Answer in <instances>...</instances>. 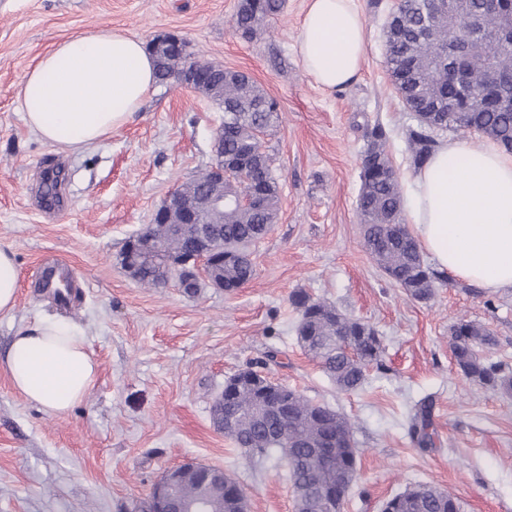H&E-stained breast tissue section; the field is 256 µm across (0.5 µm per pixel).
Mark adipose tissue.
<instances>
[{
	"instance_id": "adipose-tissue-1",
	"label": "adipose tissue",
	"mask_w": 512,
	"mask_h": 512,
	"mask_svg": "<svg viewBox=\"0 0 512 512\" xmlns=\"http://www.w3.org/2000/svg\"><path fill=\"white\" fill-rule=\"evenodd\" d=\"M296 52L322 89L354 82L366 56L354 0H307ZM155 83L140 40L117 31L78 36L26 72L19 106L42 141L80 150L122 127ZM406 210L442 270L492 292L512 289V153L486 140L441 143L409 180ZM0 365L50 415L83 401L97 377L85 338L63 321L18 331Z\"/></svg>"
}]
</instances>
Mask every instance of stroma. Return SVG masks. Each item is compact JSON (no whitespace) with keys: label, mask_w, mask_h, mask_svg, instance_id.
Wrapping results in <instances>:
<instances>
[{"label":"stroma","mask_w":512,"mask_h":512,"mask_svg":"<svg viewBox=\"0 0 512 512\" xmlns=\"http://www.w3.org/2000/svg\"><path fill=\"white\" fill-rule=\"evenodd\" d=\"M238 3L0 0V248L19 269L16 309L0 315V354L19 330L63 320L98 365L86 398L57 416L29 403L0 367V512H131L164 471L188 460L223 468L250 512H294L286 464L252 460L211 419L225 380L256 362L353 424L357 479L340 512H381L387 498L420 483L451 493L461 512H512V394L466 380L451 350V328L463 318L488 329L496 339L489 357L512 367V289L446 275L431 300L418 301L363 245L357 199L367 130H386L400 183L415 170L404 138L415 119L385 67L392 0H355L365 62L356 81L332 93L294 50L305 0H286L250 37L234 27ZM108 30L146 44L180 35L195 58L248 74L279 104V124L261 137L280 186L278 216L250 249L254 278L233 293L144 288L120 263L168 193L211 164L221 108L158 84L125 125L81 150L43 143L23 120L18 93L39 57L59 41ZM51 167L63 178L57 207L40 195ZM46 256L74 268L71 310L33 287ZM296 292L382 337L383 367L359 391H338L302 350ZM425 397L436 434L432 447L418 448L407 421Z\"/></svg>","instance_id":"stroma-1"}]
</instances>
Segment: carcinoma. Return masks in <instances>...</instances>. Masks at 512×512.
<instances>
[{
  "mask_svg": "<svg viewBox=\"0 0 512 512\" xmlns=\"http://www.w3.org/2000/svg\"><path fill=\"white\" fill-rule=\"evenodd\" d=\"M466 7L453 14L434 5V0H405L402 26L385 32L391 41L387 52L389 76L407 88L409 102L421 111L448 114V47L464 54L469 64V84L465 92L477 95L485 80V66H495L506 81L504 96L512 95V47L503 46L496 37L498 20L485 12L482 0H461ZM285 0H241L235 17L236 30L249 35L281 13ZM186 60L169 57L157 65V80L167 83V74L181 69ZM201 94L224 106L220 123L224 137V155L237 157L252 149L264 162L268 194L255 208H224L216 226L224 242V267L212 271L214 280H223L228 291L249 282L255 268L249 247L264 238L275 223L279 211L277 179L271 158L260 136L279 121L277 103L254 81L235 70L224 71V80L201 89ZM446 129L457 133H477L483 138L512 150V111L488 110L480 106L464 117H450ZM438 127L419 122L406 131V142L416 166L434 152ZM388 136L376 125L368 131L364 154L385 169L381 178L362 179L357 209L361 217L363 240L371 258L389 280L412 298L428 301L435 294L440 275L425 261L417 240L401 223L403 197L398 174L387 151ZM182 194L201 201L212 186L209 171L204 170L181 184ZM200 230L197 224L148 225L146 233L153 246L169 256L177 255ZM133 279L146 288H157L171 280H181L175 267L160 268L139 261ZM299 311L298 332L306 353L345 393L362 389L370 368L381 367L383 341L370 325L345 317L330 304L305 293L291 296ZM494 336L482 325L461 319L452 327V353L464 377L482 387L512 392V371L494 361L484 350L495 345ZM272 382L261 372L233 375L224 382V391L233 397L231 405L238 412L235 427L224 432L236 447L260 459L287 447L292 462L288 464L293 485L296 512H331L318 505L316 493L328 486L350 488L355 479L357 455L350 421L326 404L314 403L295 390L288 391L291 403L288 416L281 421L271 418L265 391ZM407 431L419 448L434 444L432 400L416 404L410 414ZM389 512H460L456 498L430 484H419L386 500Z\"/></svg>",
  "mask_w": 512,
  "mask_h": 512,
  "instance_id": "1",
  "label": "carcinoma"
}]
</instances>
